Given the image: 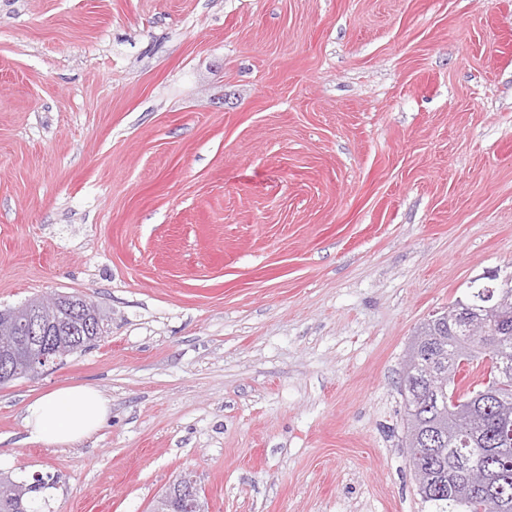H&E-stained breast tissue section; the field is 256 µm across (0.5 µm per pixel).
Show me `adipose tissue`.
I'll list each match as a JSON object with an SVG mask.
<instances>
[{"mask_svg":"<svg viewBox=\"0 0 512 512\" xmlns=\"http://www.w3.org/2000/svg\"><path fill=\"white\" fill-rule=\"evenodd\" d=\"M108 413V401L98 390L88 385L71 386L28 403L23 425L31 440L69 445L98 430Z\"/></svg>","mask_w":512,"mask_h":512,"instance_id":"obj_1","label":"adipose tissue"}]
</instances>
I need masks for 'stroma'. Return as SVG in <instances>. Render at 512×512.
Returning a JSON list of instances; mask_svg holds the SVG:
<instances>
[{
	"mask_svg": "<svg viewBox=\"0 0 512 512\" xmlns=\"http://www.w3.org/2000/svg\"><path fill=\"white\" fill-rule=\"evenodd\" d=\"M512 277V0H0V310L93 345L0 385L37 512H421L413 335ZM101 429L28 440L70 385ZM108 413V401L98 390L88 385L71 386L28 403L23 425L31 440L69 445L98 430Z\"/></svg>",
	"mask_w": 512,
	"mask_h": 512,
	"instance_id": "obj_1",
	"label": "stroma"
}]
</instances>
